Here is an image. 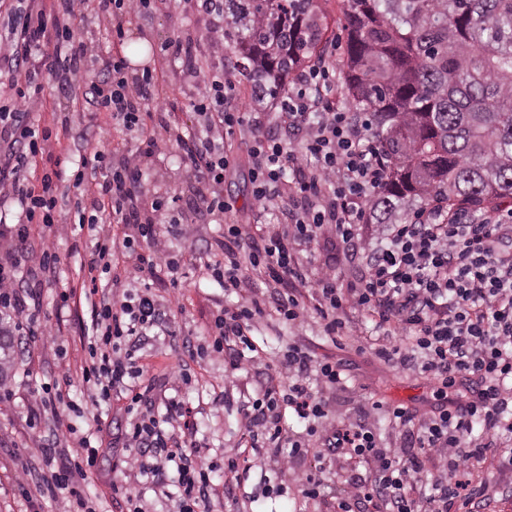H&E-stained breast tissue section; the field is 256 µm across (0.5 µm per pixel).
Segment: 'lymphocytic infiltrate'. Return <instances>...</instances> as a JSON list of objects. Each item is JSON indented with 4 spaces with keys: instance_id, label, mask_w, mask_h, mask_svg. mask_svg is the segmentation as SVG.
<instances>
[{
    "instance_id": "1",
    "label": "lymphocytic infiltrate",
    "mask_w": 512,
    "mask_h": 512,
    "mask_svg": "<svg viewBox=\"0 0 512 512\" xmlns=\"http://www.w3.org/2000/svg\"><path fill=\"white\" fill-rule=\"evenodd\" d=\"M157 0H10L0 33V313L18 335L35 342L48 330L39 310L16 286L26 274L32 286L54 272L59 258L50 247L32 249L34 229L51 227L58 204V181L43 172L36 182L21 181L36 158L60 165L50 129L28 124L44 105L46 78L99 112L110 113L126 131L141 136L136 151L113 154L103 143L88 168L71 178L84 188L73 221L95 226L116 221L123 235H106L88 262L82 290L91 298L88 336L90 364L83 379L101 400L123 393L129 420L124 437L127 465L151 477L159 488L175 487L179 512H205L213 465L198 456L187 438L195 431L192 412L176 398L156 403L154 385L134 354L135 343L166 314L154 295L125 292L120 301L99 297L98 273H110L115 254L133 260V269L152 279L176 274L180 259L167 255L155 217H170L174 235L195 233L188 213L224 227L218 253L206 268L225 294L238 297L211 322L199 354L223 359L231 371L258 363L252 394L240 408L251 449L266 448L272 459L305 465L302 493L326 499L329 512H457L478 508L486 486L474 472L488 458L512 469V207L481 219L466 209L433 204L402 224L372 223V205L384 188L389 160L368 119L336 102V60L319 54L279 95L276 115L247 111L235 93L237 71L224 69V0H192L206 18V50L177 39L165 51L185 60L193 87L195 130L184 129L164 95L163 75L143 68L129 78L123 54L125 28L156 9ZM111 25L112 45L102 50L71 25L87 14ZM248 134V175L257 216L276 211L277 226L266 230L230 222L224 178L237 159L231 141ZM176 142L189 159L199 189L187 209L161 187L143 202V177ZM15 221H7L8 212ZM350 247L361 262L358 279L341 283L314 266L305 254L323 228ZM273 283L271 295L248 291L244 269ZM363 313L379 332L376 355L437 383L430 415L394 406L386 415L399 428L400 447L384 448L371 425L359 418L327 426L332 395L344 371L331 358H314L291 344L276 361L259 364L262 353L252 329L273 315L286 324L303 323L316 312L329 338L342 335L348 310ZM306 420L305 435L288 432L287 416ZM81 452L36 478L41 497L63 504V512H95L78 487L96 466L99 450L89 439ZM347 455L365 473L347 487L328 491L327 464ZM446 465L449 478L430 481ZM176 477H169V470Z\"/></svg>"
}]
</instances>
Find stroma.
<instances>
[{
    "instance_id": "1",
    "label": "stroma",
    "mask_w": 512,
    "mask_h": 512,
    "mask_svg": "<svg viewBox=\"0 0 512 512\" xmlns=\"http://www.w3.org/2000/svg\"><path fill=\"white\" fill-rule=\"evenodd\" d=\"M187 35L203 40L205 18L180 13L176 8L156 11L128 27L124 55L130 73L141 72L146 67L164 69L180 122L190 128L195 126L197 116L190 106L183 64L162 51L167 42ZM44 95L49 107L67 105L73 112L71 130L60 144L62 152L69 155L67 169L92 158L107 130L112 133L113 144L120 148L133 151L140 147L141 141L134 135L119 129L109 130L107 114L94 115L84 102H69L56 83L46 84ZM154 178L170 194L184 199L197 188L188 177V165L180 148L173 142L169 143L163 162L155 165ZM60 192L55 221L61 225V232L39 230L31 239L33 247L49 245L59 257L56 270L44 281L40 295L41 321L51 328L52 335L36 340L29 354L16 356L10 380L16 398L0 408V512H58L57 502L38 497L34 485H17L16 478L25 471L36 475L45 470L43 445L52 442L61 448L72 445L75 435L67 431L71 423L77 427V435L93 438L100 448L98 465L83 486L85 495L96 512H121L123 505L113 500L111 485L125 480L128 474L124 465L128 451L122 439L127 422L126 402L114 395L108 401L93 403L92 391L82 378V369L89 358L87 339L78 332L75 312L58 309L61 293L81 289L94 250L95 234L71 223L74 205L81 197L80 189L66 181L61 183ZM223 235V225L202 223L198 224L191 242L165 234L163 241L171 254L197 255L196 261L183 266L177 285L154 283L148 274L137 273L122 277L112 294L118 298L125 291L150 287L168 314V331L157 330L143 337L136 346V356L148 377L167 381L169 389L175 390L186 405L198 410V431L192 441L201 455L215 464L209 512H324L321 501L303 498L298 472L278 471L276 464L263 453L249 456L253 465L250 481L235 489L232 496L224 494L222 453L245 442L237 409L250 378L242 372L236 378H229L223 360L200 359L194 355L197 345L205 341L213 315L225 304L223 287L210 279L204 269L208 247ZM371 328V322L353 312L337 345L323 336L320 322L314 316L301 326L260 322L255 338L270 357L288 344L297 343L308 348L316 358L330 357L341 363L347 382L335 394L336 420L354 416L361 405L380 402L382 408L374 412L370 424L382 447L395 448L401 443L400 434L385 417L384 408L402 406L419 415H429L435 384L377 358L368 343ZM179 365L186 368L189 383L169 380L172 368ZM64 378L69 384L63 389L65 402L59 405L57 414H43L29 408L31 389ZM72 403L85 410V417L76 419L70 415L68 406ZM479 476L487 483V499L479 512H512V471L489 461ZM275 483L283 485V496L268 495V486Z\"/></svg>"
}]
</instances>
